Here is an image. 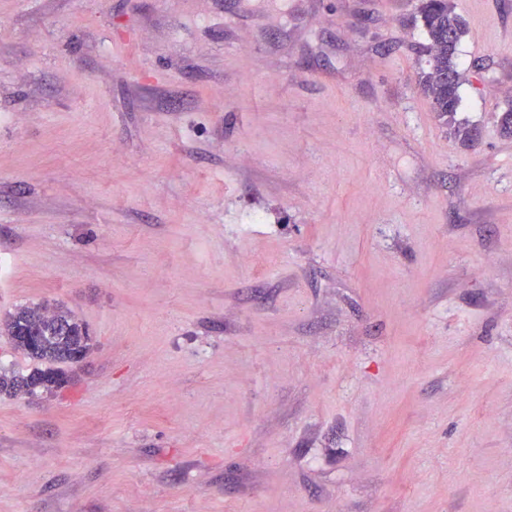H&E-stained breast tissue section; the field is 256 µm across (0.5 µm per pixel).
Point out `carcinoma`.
I'll use <instances>...</instances> for the list:
<instances>
[{"label":"carcinoma","instance_id":"carcinoma-1","mask_svg":"<svg viewBox=\"0 0 512 512\" xmlns=\"http://www.w3.org/2000/svg\"><path fill=\"white\" fill-rule=\"evenodd\" d=\"M413 24L421 27L426 38L423 52L427 56V70L421 73L420 84L431 99L437 116L453 121L460 101L458 45L465 33L464 23L450 0H421ZM31 327L39 329L49 339L37 347L17 340L13 346L39 366L27 374L1 370L0 394L35 395L59 387L65 375L60 365L73 361L74 354L82 348V336L88 329L70 311L40 304L21 305L0 320V330L8 336L17 329Z\"/></svg>","mask_w":512,"mask_h":512}]
</instances>
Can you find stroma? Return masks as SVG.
<instances>
[{
    "label": "stroma",
    "mask_w": 512,
    "mask_h": 512,
    "mask_svg": "<svg viewBox=\"0 0 512 512\" xmlns=\"http://www.w3.org/2000/svg\"><path fill=\"white\" fill-rule=\"evenodd\" d=\"M0 0V512H512V0ZM256 209L265 224L225 233ZM420 2L413 24L424 32L423 56H427L425 62L428 67L421 73L420 84L431 99L433 111L448 123L455 120L460 101L458 45L465 27L450 0ZM62 323L68 329L69 334L65 337H56L61 336L58 333ZM31 327H36L47 336L54 337L40 345L44 336H29L28 331L23 330L26 336L18 337L32 346H40L31 347L17 340L12 344L15 350L45 367L38 365L28 374L2 371L1 369L0 394L16 396L20 393L35 395L40 391L51 392L59 387L62 376L66 374L57 365L72 362L76 352L73 362L78 363L91 351L88 347L82 348V336L85 335L88 326L68 310L50 309L40 304L21 305L13 312L7 313L3 321L0 320V330L4 331L7 336H14L13 333L16 329Z\"/></svg>",
    "instance_id": "stroma-1"
}]
</instances>
